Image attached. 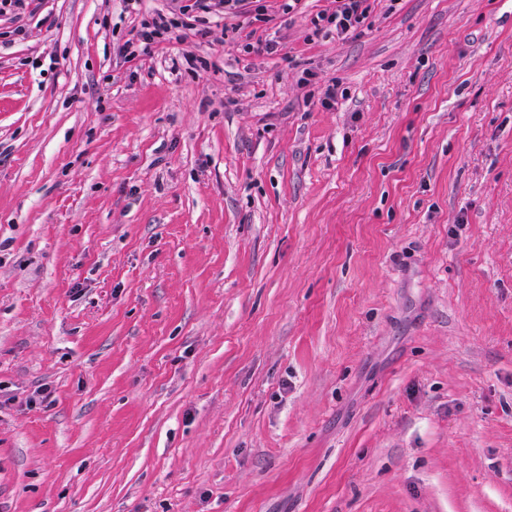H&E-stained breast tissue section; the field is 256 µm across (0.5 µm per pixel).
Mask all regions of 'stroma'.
<instances>
[{
  "mask_svg": "<svg viewBox=\"0 0 512 512\" xmlns=\"http://www.w3.org/2000/svg\"><path fill=\"white\" fill-rule=\"evenodd\" d=\"M327 5L0 15V512H512V0ZM268 0H170L165 8L142 11L145 0H123L125 8L138 17L132 38L118 46V55L126 62L149 56L160 44L182 43L186 38L187 24L183 18L199 21L204 15H238L247 5L256 20L268 23L273 20L268 13ZM331 6L320 11L312 19L314 34L336 33L338 37L364 25L369 17V0H330ZM233 32L236 34L237 39L243 52L246 54L252 53H266L267 55H272L278 51V46L276 42L272 40L265 39H257L254 41V31L246 32L247 27L235 26L232 28Z\"/></svg>",
  "mask_w": 512,
  "mask_h": 512,
  "instance_id": "1",
  "label": "stroma"
}]
</instances>
